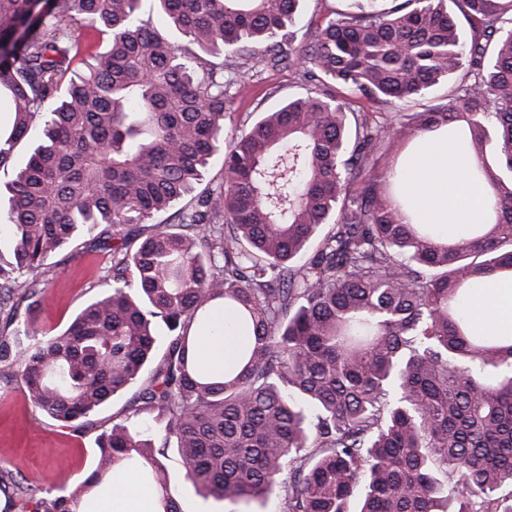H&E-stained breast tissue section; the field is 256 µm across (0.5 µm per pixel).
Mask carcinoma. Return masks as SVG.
<instances>
[{"label": "carcinoma", "mask_w": 512, "mask_h": 512, "mask_svg": "<svg viewBox=\"0 0 512 512\" xmlns=\"http://www.w3.org/2000/svg\"><path fill=\"white\" fill-rule=\"evenodd\" d=\"M0 0V165L46 112L0 232V374L82 436L114 396L73 490L17 488L18 512H78L134 469L157 512H181L165 459L196 495L278 512H512V337L474 329L471 289L512 277V0H350L284 38L305 0ZM108 49L75 71L83 33ZM298 62L306 93L224 134V61ZM410 114L358 112L341 86ZM435 133L475 160L484 223L457 239L413 224L394 153ZM224 148V177L196 192ZM187 200L178 223L134 230ZM91 235L107 290L57 334L45 261ZM246 337L223 373L196 360L210 311ZM141 17L151 20L153 26L171 41L180 42L179 36L170 27L167 18L164 15L157 13L155 10H152V2L150 0L142 1Z\"/></svg>", "instance_id": "cac0c4a2"}]
</instances>
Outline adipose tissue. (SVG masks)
<instances>
[{"label":"adipose tissue","mask_w":512,"mask_h":512,"mask_svg":"<svg viewBox=\"0 0 512 512\" xmlns=\"http://www.w3.org/2000/svg\"><path fill=\"white\" fill-rule=\"evenodd\" d=\"M468 163L459 158L444 137L418 141L406 160V178L401 190L417 205L411 220L440 225L444 233L461 236L468 225L486 215L487 191L467 182ZM470 319L478 330L497 336L512 335V280L491 282L475 291L468 303ZM223 309L212 313L213 329L203 335L197 355L222 370L236 356L240 339L224 333ZM79 512H154L152 494L127 471L115 474L111 490L97 496L91 508Z\"/></svg>","instance_id":"1"}]
</instances>
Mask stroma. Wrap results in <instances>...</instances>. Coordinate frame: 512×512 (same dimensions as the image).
I'll use <instances>...</instances> for the list:
<instances>
[{
	"instance_id": "1",
	"label": "stroma",
	"mask_w": 512,
	"mask_h": 512,
	"mask_svg": "<svg viewBox=\"0 0 512 512\" xmlns=\"http://www.w3.org/2000/svg\"><path fill=\"white\" fill-rule=\"evenodd\" d=\"M292 71L257 66L254 78L236 90L226 108L224 127H248L258 113L277 108L288 97L303 94ZM110 267L108 251L94 249L82 237L68 250L51 256L45 265L51 280L47 302L28 321L37 331L64 330L91 300L96 285ZM95 431L75 436L59 422L36 410L15 383L0 379V507L18 486L36 490L71 489L79 485L96 464Z\"/></svg>"
}]
</instances>
